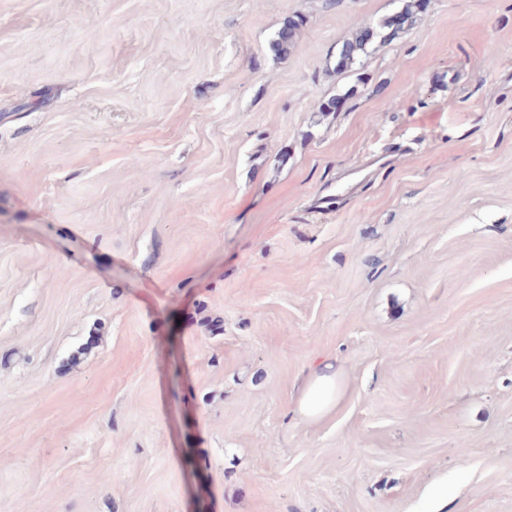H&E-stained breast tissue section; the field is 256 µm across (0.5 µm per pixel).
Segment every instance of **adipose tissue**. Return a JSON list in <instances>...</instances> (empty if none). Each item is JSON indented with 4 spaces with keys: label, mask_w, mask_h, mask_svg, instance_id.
<instances>
[{
    "label": "adipose tissue",
    "mask_w": 512,
    "mask_h": 512,
    "mask_svg": "<svg viewBox=\"0 0 512 512\" xmlns=\"http://www.w3.org/2000/svg\"><path fill=\"white\" fill-rule=\"evenodd\" d=\"M346 392L341 370L333 362L313 367L298 389L293 413L299 420L316 423L331 414Z\"/></svg>",
    "instance_id": "adipose-tissue-1"
}]
</instances>
